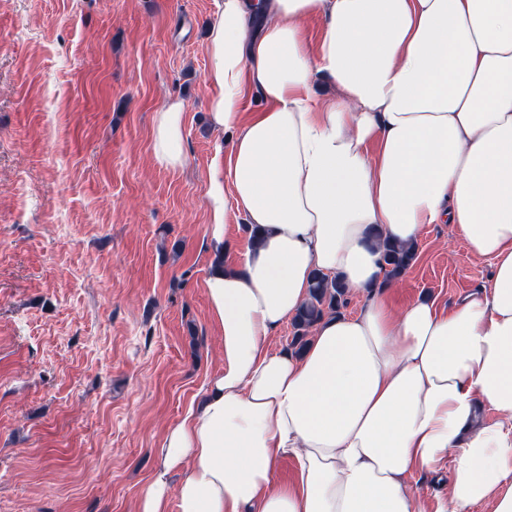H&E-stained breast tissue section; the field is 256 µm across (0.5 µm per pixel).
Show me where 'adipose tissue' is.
Listing matches in <instances>:
<instances>
[{"instance_id":"1","label":"adipose tissue","mask_w":512,"mask_h":512,"mask_svg":"<svg viewBox=\"0 0 512 512\" xmlns=\"http://www.w3.org/2000/svg\"><path fill=\"white\" fill-rule=\"evenodd\" d=\"M207 52L232 137L205 281L223 364L167 430L138 512H426L409 477L447 458L449 512H512V0H222ZM321 73L335 91L318 99ZM183 117L178 100L155 115L160 166L186 161ZM233 205L261 234L227 266ZM446 222L488 285L449 311L392 309L373 231L405 246ZM316 269L361 310L325 316L302 354L267 350Z\"/></svg>"}]
</instances>
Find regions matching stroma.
<instances>
[{
    "label": "stroma",
    "instance_id": "35a3bbf8",
    "mask_svg": "<svg viewBox=\"0 0 512 512\" xmlns=\"http://www.w3.org/2000/svg\"><path fill=\"white\" fill-rule=\"evenodd\" d=\"M218 0H0V512H135L221 362L204 291ZM185 106L187 161L152 156ZM490 269L426 227L391 294L452 310ZM184 104L175 100L160 109L154 119L152 153L160 166L178 169L186 161L183 150Z\"/></svg>",
    "mask_w": 512,
    "mask_h": 512
}]
</instances>
